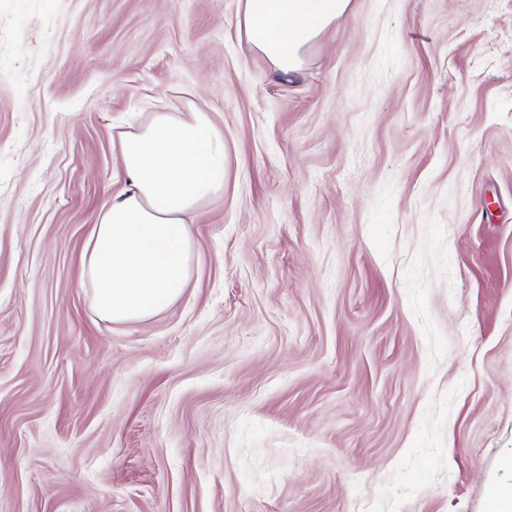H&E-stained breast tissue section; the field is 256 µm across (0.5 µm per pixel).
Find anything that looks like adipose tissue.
I'll return each mask as SVG.
<instances>
[{"label":"adipose tissue","instance_id":"1","mask_svg":"<svg viewBox=\"0 0 512 512\" xmlns=\"http://www.w3.org/2000/svg\"><path fill=\"white\" fill-rule=\"evenodd\" d=\"M238 2L240 31L286 77L349 0ZM118 152L126 187L93 228L79 283L103 320L128 323L166 311L188 287L198 250L191 217L223 193L228 167L223 136L199 110L187 118L153 113L120 134Z\"/></svg>","mask_w":512,"mask_h":512}]
</instances>
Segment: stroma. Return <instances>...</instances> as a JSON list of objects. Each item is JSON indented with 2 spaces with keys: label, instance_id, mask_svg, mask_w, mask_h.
I'll list each match as a JSON object with an SVG mask.
<instances>
[{
  "label": "stroma",
  "instance_id": "1",
  "mask_svg": "<svg viewBox=\"0 0 512 512\" xmlns=\"http://www.w3.org/2000/svg\"><path fill=\"white\" fill-rule=\"evenodd\" d=\"M238 0H0V512H488L512 486V0H350L283 78ZM228 182L165 312L79 288L120 132Z\"/></svg>",
  "mask_w": 512,
  "mask_h": 512
}]
</instances>
